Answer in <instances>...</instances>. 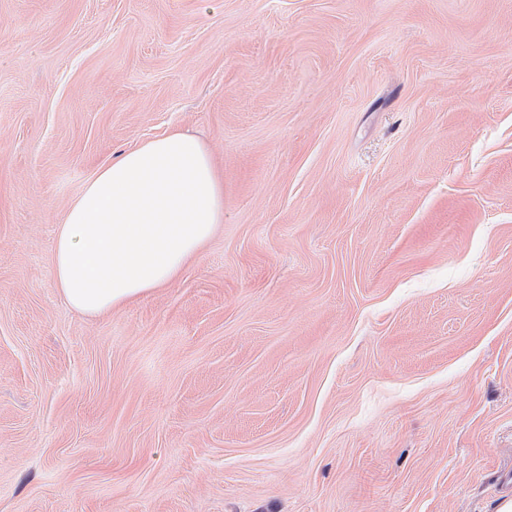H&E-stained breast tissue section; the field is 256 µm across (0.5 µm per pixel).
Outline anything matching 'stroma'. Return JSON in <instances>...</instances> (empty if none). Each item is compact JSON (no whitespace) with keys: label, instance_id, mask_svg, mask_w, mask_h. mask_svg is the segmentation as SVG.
I'll list each match as a JSON object with an SVG mask.
<instances>
[{"label":"stroma","instance_id":"stroma-1","mask_svg":"<svg viewBox=\"0 0 512 512\" xmlns=\"http://www.w3.org/2000/svg\"><path fill=\"white\" fill-rule=\"evenodd\" d=\"M179 130L224 222L88 317L55 231ZM512 0H0V512H499Z\"/></svg>","mask_w":512,"mask_h":512}]
</instances>
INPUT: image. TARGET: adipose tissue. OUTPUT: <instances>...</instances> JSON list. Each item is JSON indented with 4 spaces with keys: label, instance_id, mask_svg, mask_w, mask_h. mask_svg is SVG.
Masks as SVG:
<instances>
[{
    "label": "adipose tissue",
    "instance_id": "obj_1",
    "mask_svg": "<svg viewBox=\"0 0 512 512\" xmlns=\"http://www.w3.org/2000/svg\"><path fill=\"white\" fill-rule=\"evenodd\" d=\"M224 221V182L208 151L173 131L101 166L54 239L64 301L87 316L136 302L183 271Z\"/></svg>",
    "mask_w": 512,
    "mask_h": 512
}]
</instances>
